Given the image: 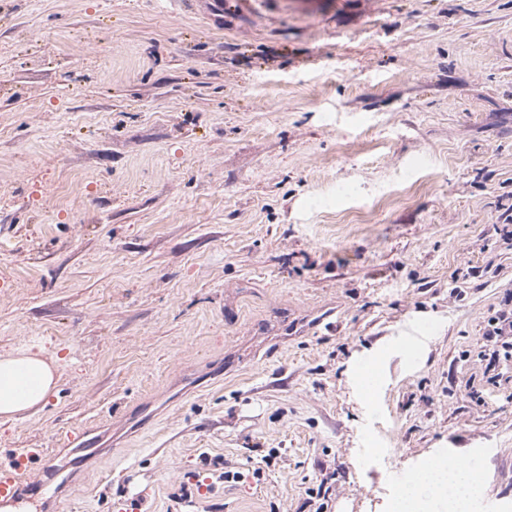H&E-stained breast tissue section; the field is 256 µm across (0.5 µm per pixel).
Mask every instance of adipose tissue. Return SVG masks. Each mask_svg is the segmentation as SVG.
Masks as SVG:
<instances>
[{
  "label": "adipose tissue",
  "instance_id": "obj_1",
  "mask_svg": "<svg viewBox=\"0 0 512 512\" xmlns=\"http://www.w3.org/2000/svg\"><path fill=\"white\" fill-rule=\"evenodd\" d=\"M55 386V368L39 355L25 352L0 355V420H14L46 403ZM470 482L466 468L434 465L413 485L404 490L406 499L399 512H415L412 499L428 498L431 507L454 502L466 512L465 490Z\"/></svg>",
  "mask_w": 512,
  "mask_h": 512
}]
</instances>
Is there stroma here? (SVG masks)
Wrapping results in <instances>:
<instances>
[{"instance_id": "1", "label": "stroma", "mask_w": 512, "mask_h": 512, "mask_svg": "<svg viewBox=\"0 0 512 512\" xmlns=\"http://www.w3.org/2000/svg\"><path fill=\"white\" fill-rule=\"evenodd\" d=\"M222 2L0 5V353L57 368L0 463L93 426L41 512H393L450 452L512 512V0ZM483 339L487 348L483 356L488 357L485 360L489 370H495L500 362L512 360V308L500 309L488 320ZM434 332V327L429 322H422L412 327L405 351L408 361L415 360L421 348L433 337Z\"/></svg>"}]
</instances>
